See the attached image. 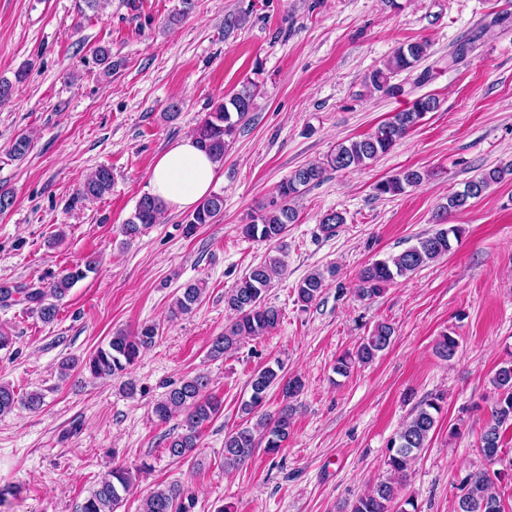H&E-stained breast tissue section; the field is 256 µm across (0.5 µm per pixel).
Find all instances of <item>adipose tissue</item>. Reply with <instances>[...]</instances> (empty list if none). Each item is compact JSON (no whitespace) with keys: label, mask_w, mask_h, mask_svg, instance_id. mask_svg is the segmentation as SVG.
Returning <instances> with one entry per match:
<instances>
[{"label":"adipose tissue","mask_w":512,"mask_h":512,"mask_svg":"<svg viewBox=\"0 0 512 512\" xmlns=\"http://www.w3.org/2000/svg\"><path fill=\"white\" fill-rule=\"evenodd\" d=\"M219 164L202 152L187 135L160 154L150 174V192L166 211L193 210L213 189Z\"/></svg>","instance_id":"ef3b65f1"}]
</instances>
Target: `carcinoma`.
I'll use <instances>...</instances> for the list:
<instances>
[{
  "label": "carcinoma",
  "mask_w": 512,
  "mask_h": 512,
  "mask_svg": "<svg viewBox=\"0 0 512 512\" xmlns=\"http://www.w3.org/2000/svg\"><path fill=\"white\" fill-rule=\"evenodd\" d=\"M430 44L426 40L410 42L398 47L385 67L371 72L365 84L378 92L392 95L397 86L391 84L393 75L412 71L417 63L427 56ZM255 90L244 86L229 99L219 103L206 113L199 122L193 136L217 162L224 161L228 138L247 123L253 111ZM439 107V100L431 95L415 98L411 105L382 123L371 134L361 139L341 142L326 155V159L308 162L297 167L278 185L279 202L272 208H263L241 225V233L249 239L278 242L284 238L288 225L296 223L297 211L291 200L312 184L321 182L327 171H343L366 166L379 156L388 153L406 134L429 112ZM512 174V167L492 168L465 183L463 190L448 196L447 203L439 208L435 221L439 228L431 235L421 238L403 252L376 260L360 270L357 277L356 295L371 299L380 295L385 287L398 278L414 272L439 257L452 252L466 232L462 224L448 223V213L463 210L480 198L493 184L504 181ZM424 174L418 170L405 169L393 176L373 184L374 196H394L408 187L418 186ZM112 190V169L98 168L80 189L86 199H100ZM164 208L162 203L149 193L137 201L132 215L122 225L121 232L133 239L146 229L160 223ZM224 213V195L212 193L189 215L186 233L191 234L200 224H214ZM343 213L331 211L321 218V228L328 234L345 223ZM96 261L87 260L64 270L45 286H18L0 283V307L7 308L25 304L27 310L49 324L58 313L60 303L70 290L94 271ZM285 264L278 254H267L258 264L252 266L224 295V307L234 314V319L224 327V332L213 337L209 352L220 357L236 350L247 339L269 334L281 321L279 308L267 302L266 296L273 280L282 274ZM327 277L316 270L308 274L298 285V300L311 304L326 287ZM205 292L200 281L179 289L169 308V318L178 319L192 313L201 303ZM394 328L380 322L362 337L355 351L346 352L336 358L333 372L346 377L358 365H366L392 342ZM157 327L144 323L130 333L118 330L107 344L98 347L82 362L67 360L61 369L66 371L80 366L83 373L93 379H108L127 373L143 352L156 342ZM459 347L453 332L439 336L436 353L444 359H451ZM210 380L204 373L186 376L171 384V388L153 405V414L161 422L169 421L175 415H183L182 432L170 438L166 451L170 457L184 460L198 447L200 428L219 412L221 402L206 395ZM496 400L491 411V421L480 437L479 453L492 462L502 453L503 433L512 427V364L500 367L492 378ZM277 387L281 390L283 406L273 415L264 411L269 392ZM303 384L297 377L282 374V365H267L256 371L248 382V397L241 402V412L248 418H257L256 426L243 427L224 437V469H237L244 465L256 452L263 448L269 454L281 450L292 432L293 409L290 401L302 390ZM443 395L429 394L413 409L410 417L399 427L387 444L385 456L386 474L372 482L367 491L358 496L347 509L339 512H419L415 498L402 497L399 489L423 448L427 447L437 428L439 415L443 410ZM43 395L31 392L24 396L14 388L0 382V417L22 406L30 411L41 409ZM133 483L132 472L116 468L104 477L90 495L77 506V512H117L124 495ZM461 494L454 504V512H504L501 494L497 485L486 472H475L463 479ZM193 497L180 483L175 482L153 491L142 503V512H189Z\"/></svg>",
  "instance_id": "obj_1"
}]
</instances>
